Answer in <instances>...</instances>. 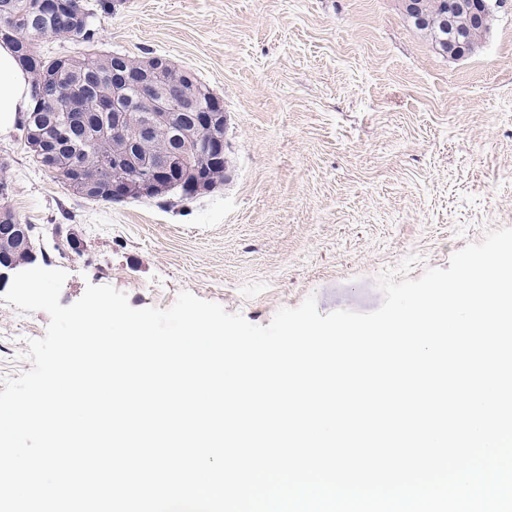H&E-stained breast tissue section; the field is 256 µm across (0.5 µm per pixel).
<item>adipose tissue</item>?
Listing matches in <instances>:
<instances>
[{
	"label": "adipose tissue",
	"mask_w": 512,
	"mask_h": 512,
	"mask_svg": "<svg viewBox=\"0 0 512 512\" xmlns=\"http://www.w3.org/2000/svg\"><path fill=\"white\" fill-rule=\"evenodd\" d=\"M29 75L8 42H0V137L8 136L28 108Z\"/></svg>",
	"instance_id": "1"
}]
</instances>
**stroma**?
<instances>
[{"mask_svg": "<svg viewBox=\"0 0 512 512\" xmlns=\"http://www.w3.org/2000/svg\"><path fill=\"white\" fill-rule=\"evenodd\" d=\"M92 42L43 54H155L224 105L226 179L190 197H81L0 138L7 206L35 227L59 302L110 285L136 309L181 292L268 325L315 297L320 314L380 307L382 276L448 268L512 227V4L469 57L440 54L400 0H114ZM0 380L30 370L49 316L6 303Z\"/></svg>", "mask_w": 512, "mask_h": 512, "instance_id": "stroma-1", "label": "stroma"}]
</instances>
